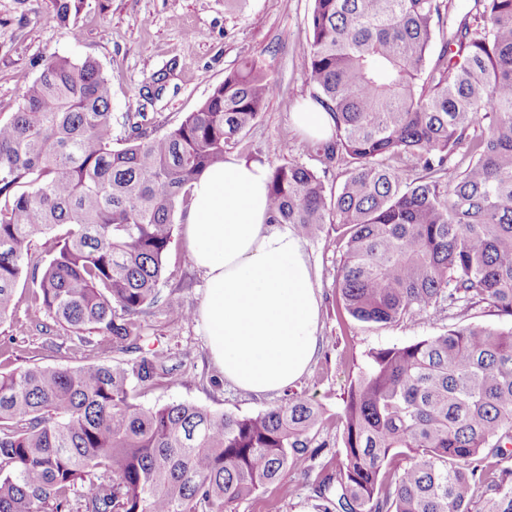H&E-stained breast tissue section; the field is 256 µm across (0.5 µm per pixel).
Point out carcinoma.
I'll return each instance as SVG.
<instances>
[{
    "label": "carcinoma",
    "instance_id": "cac0c4a2",
    "mask_svg": "<svg viewBox=\"0 0 512 512\" xmlns=\"http://www.w3.org/2000/svg\"><path fill=\"white\" fill-rule=\"evenodd\" d=\"M304 64L332 134L311 166L269 167L271 223L342 245L339 302L365 323L485 304L512 318V0H313ZM69 29L82 0H53ZM254 62L176 127L126 116L93 58L52 55L0 121V323L32 267L30 306L114 351L140 349L160 302L175 215L275 95ZM51 237L46 263L33 238ZM174 368L36 364L0 372V512H224L290 470H313L335 424L336 470L314 512H512V324H451L370 349L343 408L288 396L256 416L136 392Z\"/></svg>",
    "mask_w": 512,
    "mask_h": 512
}]
</instances>
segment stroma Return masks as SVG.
Masks as SVG:
<instances>
[{
    "instance_id": "stroma-1",
    "label": "stroma",
    "mask_w": 512,
    "mask_h": 512,
    "mask_svg": "<svg viewBox=\"0 0 512 512\" xmlns=\"http://www.w3.org/2000/svg\"><path fill=\"white\" fill-rule=\"evenodd\" d=\"M312 0H83L71 37L53 17L52 0H0V120L16 112L24 88L38 76L46 56L92 57L112 84L115 118L144 112L149 131L160 134L195 111L242 61L253 60L276 79L278 90L257 123L231 153L254 155L266 164L310 163L306 137L294 128L293 112L309 98L304 62L309 46L307 17ZM183 222H176L159 284L161 298L199 309L205 278L188 259ZM315 276L320 303V350L295 392L319 403L328 415L343 405L349 382L372 348L416 342L449 324L447 312L428 311L395 324L357 321L338 311L336 274L342 250L334 230L301 241ZM51 333L36 331V323ZM143 352L165 357L174 379L162 378L137 400L151 407L187 401L237 416L264 412L280 396H256L225 380L211 359L198 319L174 323L162 305L140 319ZM15 339L18 365L77 367L89 363H127L131 353L104 347L94 333L78 338L55 325L43 310L19 305L0 323V340ZM316 473L288 472L265 491L228 504L227 512H314L310 487Z\"/></svg>"
}]
</instances>
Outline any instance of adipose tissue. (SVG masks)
Returning <instances> with one entry per match:
<instances>
[{"label": "adipose tissue", "mask_w": 512, "mask_h": 512, "mask_svg": "<svg viewBox=\"0 0 512 512\" xmlns=\"http://www.w3.org/2000/svg\"><path fill=\"white\" fill-rule=\"evenodd\" d=\"M265 165L226 156L194 182L184 218L192 263L206 278L198 315L225 380L278 394L309 369L320 345L314 275L299 237L268 213Z\"/></svg>", "instance_id": "1"}]
</instances>
